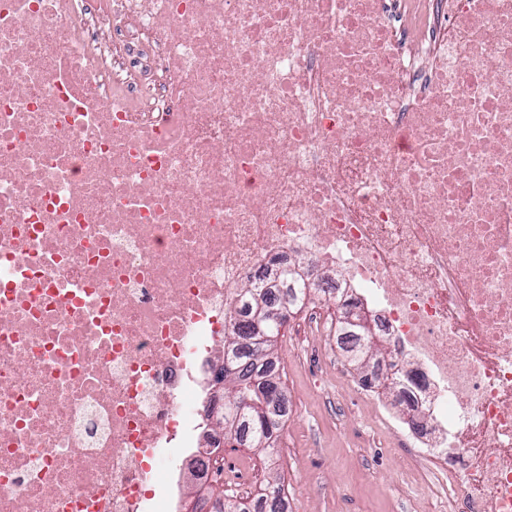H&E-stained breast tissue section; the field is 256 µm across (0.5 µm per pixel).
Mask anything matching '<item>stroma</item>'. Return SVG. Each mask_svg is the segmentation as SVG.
I'll use <instances>...</instances> for the list:
<instances>
[{
	"label": "stroma",
	"mask_w": 512,
	"mask_h": 512,
	"mask_svg": "<svg viewBox=\"0 0 512 512\" xmlns=\"http://www.w3.org/2000/svg\"><path fill=\"white\" fill-rule=\"evenodd\" d=\"M272 357L288 397L276 452L225 441L224 472L213 482L178 473L177 512L202 495L257 501L271 480L285 486L284 512H448L444 495L420 491L441 480L411 458L395 427L394 393L360 388L361 372L306 327L303 312L277 338Z\"/></svg>",
	"instance_id": "35a3bbf8"
}]
</instances>
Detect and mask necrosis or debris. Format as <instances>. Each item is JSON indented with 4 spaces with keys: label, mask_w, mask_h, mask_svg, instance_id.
Returning a JSON list of instances; mask_svg holds the SVG:
<instances>
[{
    "label": "necrosis or debris",
    "mask_w": 512,
    "mask_h": 512,
    "mask_svg": "<svg viewBox=\"0 0 512 512\" xmlns=\"http://www.w3.org/2000/svg\"><path fill=\"white\" fill-rule=\"evenodd\" d=\"M273 252L377 307L454 512H512V0H0V512H173Z\"/></svg>",
    "instance_id": "4bbe7bcc"
}]
</instances>
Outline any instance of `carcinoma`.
Wrapping results in <instances>:
<instances>
[{"label": "carcinoma", "instance_id": "carcinoma-1", "mask_svg": "<svg viewBox=\"0 0 512 512\" xmlns=\"http://www.w3.org/2000/svg\"><path fill=\"white\" fill-rule=\"evenodd\" d=\"M248 282L249 288L245 289L232 318V327L239 328V331L232 330L224 337V364L231 367L232 374L231 379L224 381V402L247 396L252 407L223 417L224 433L240 443L273 452L277 433L286 416V408L272 410L267 400L268 390L281 384L268 353L271 339L279 335V329L273 325L266 332H257L254 321L267 319L285 307L304 306L310 289L295 279V274L288 270L285 262L274 267H262L258 274L248 276ZM336 336L350 361L356 365L364 364L380 342L370 326L358 328L345 315L337 322ZM268 501L272 502L271 512H280L284 505L283 484H267L259 505L253 511L231 496L224 499V509L220 512H263L262 504Z\"/></svg>", "mask_w": 512, "mask_h": 512}]
</instances>
